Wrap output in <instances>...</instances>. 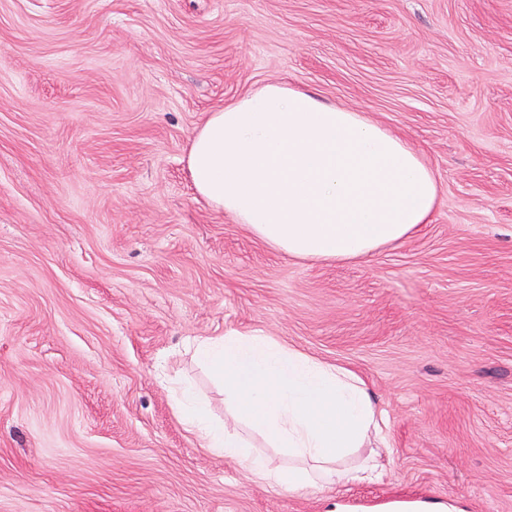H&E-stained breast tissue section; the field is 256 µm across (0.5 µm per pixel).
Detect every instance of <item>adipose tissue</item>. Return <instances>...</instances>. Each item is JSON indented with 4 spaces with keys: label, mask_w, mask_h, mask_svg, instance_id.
<instances>
[{
    "label": "adipose tissue",
    "mask_w": 512,
    "mask_h": 512,
    "mask_svg": "<svg viewBox=\"0 0 512 512\" xmlns=\"http://www.w3.org/2000/svg\"><path fill=\"white\" fill-rule=\"evenodd\" d=\"M187 167L214 209L308 261H365L403 244L430 223L442 195L422 150L285 82L209 113L190 138ZM194 356L222 377L231 421L215 422L189 389L177 415L202 447L253 481L298 491L382 478L385 413L353 370L260 334L202 338ZM239 423L285 450L287 465L255 452ZM360 448L366 456L346 465Z\"/></svg>",
    "instance_id": "adipose-tissue-1"
}]
</instances>
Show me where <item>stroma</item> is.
<instances>
[{"mask_svg": "<svg viewBox=\"0 0 512 512\" xmlns=\"http://www.w3.org/2000/svg\"><path fill=\"white\" fill-rule=\"evenodd\" d=\"M282 81L423 150L431 224L301 261L213 209L209 112ZM350 367L387 418L374 483L253 482L179 421L224 385L194 340ZM512 512V0H0V512ZM470 505L463 499H448V504L433 503L417 506L407 503H396L389 512H470Z\"/></svg>", "mask_w": 512, "mask_h": 512, "instance_id": "obj_1", "label": "stroma"}]
</instances>
